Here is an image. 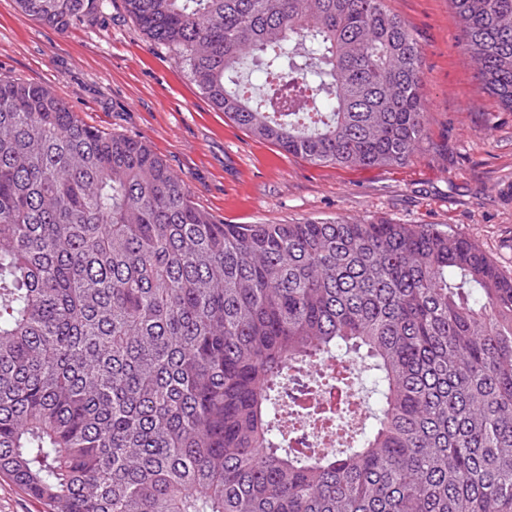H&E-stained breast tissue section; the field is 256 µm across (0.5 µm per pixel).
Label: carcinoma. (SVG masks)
Instances as JSON below:
<instances>
[{
  "label": "carcinoma",
  "instance_id": "obj_1",
  "mask_svg": "<svg viewBox=\"0 0 512 512\" xmlns=\"http://www.w3.org/2000/svg\"><path fill=\"white\" fill-rule=\"evenodd\" d=\"M16 3L60 32L108 7ZM123 3L288 155L394 167L425 138L422 47L385 0ZM451 3L512 110V0ZM350 351L372 426L289 446L291 363ZM0 472L49 512H512V274L432 224H219L146 142L0 78Z\"/></svg>",
  "mask_w": 512,
  "mask_h": 512
}]
</instances>
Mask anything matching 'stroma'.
Wrapping results in <instances>:
<instances>
[{"mask_svg": "<svg viewBox=\"0 0 512 512\" xmlns=\"http://www.w3.org/2000/svg\"><path fill=\"white\" fill-rule=\"evenodd\" d=\"M423 50L427 139L403 165L315 164L212 107L112 0L60 32L0 0V78L50 88L86 124L145 141L224 224H434L512 270V112L475 77L450 0H386Z\"/></svg>", "mask_w": 512, "mask_h": 512, "instance_id": "35a3bbf8", "label": "stroma"}]
</instances>
